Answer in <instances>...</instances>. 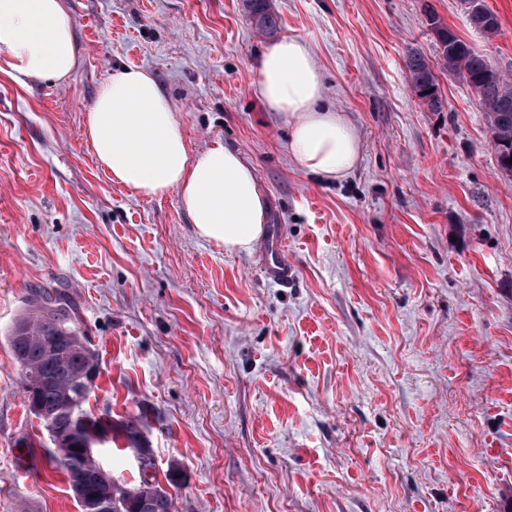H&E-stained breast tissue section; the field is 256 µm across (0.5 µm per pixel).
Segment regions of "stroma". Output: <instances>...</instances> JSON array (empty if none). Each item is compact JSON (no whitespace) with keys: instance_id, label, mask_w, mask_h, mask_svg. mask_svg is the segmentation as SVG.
Returning <instances> with one entry per match:
<instances>
[{"instance_id":"1","label":"stroma","mask_w":512,"mask_h":512,"mask_svg":"<svg viewBox=\"0 0 512 512\" xmlns=\"http://www.w3.org/2000/svg\"><path fill=\"white\" fill-rule=\"evenodd\" d=\"M67 0V80L14 78L0 54V512H78L47 461L6 342L31 288L79 306L102 372L89 398L142 418L174 512H512V179L471 89L439 73L428 111L404 59L435 57L433 9L512 75V0ZM298 37L360 160L303 171L253 90L264 45ZM148 70L190 151L220 140L253 165L269 212L251 252L196 236L177 191L113 184L85 137L112 73ZM293 282L264 277L272 239ZM102 468L134 481L124 438ZM248 7L257 29L268 33L277 27L278 18L270 12L266 0H249Z\"/></svg>"}]
</instances>
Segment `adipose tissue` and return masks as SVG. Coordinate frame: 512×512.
I'll return each mask as SVG.
<instances>
[{
  "label": "adipose tissue",
  "instance_id": "obj_1",
  "mask_svg": "<svg viewBox=\"0 0 512 512\" xmlns=\"http://www.w3.org/2000/svg\"><path fill=\"white\" fill-rule=\"evenodd\" d=\"M0 53L9 74L63 81L74 66L65 0H0ZM254 88L267 111L287 122L291 153L305 171L337 180L354 168L359 140L342 112L324 104L305 41L269 42ZM86 136L114 184L146 197L177 190L199 237L247 252L262 236L268 203L255 170L220 141L190 152L176 105L148 72L128 68L104 82Z\"/></svg>",
  "mask_w": 512,
  "mask_h": 512
}]
</instances>
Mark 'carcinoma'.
<instances>
[{
	"mask_svg": "<svg viewBox=\"0 0 512 512\" xmlns=\"http://www.w3.org/2000/svg\"><path fill=\"white\" fill-rule=\"evenodd\" d=\"M468 12L491 17L492 25L480 32L490 38L500 29L497 15L483 0H464ZM255 26L262 32L277 27L278 18L266 0H249ZM425 24L435 37L441 68L448 76L469 86L486 113L492 140L512 146V79L493 67L431 9L426 10ZM409 83L418 100L431 112L444 110V99L434 72L435 63L417 48H409L405 59ZM7 343L16 362L21 364L25 399L46 432H71L78 418L92 420L88 408L89 394L81 388L88 362L97 357L88 337L81 331V318L70 298L56 290L40 288L26 301L24 311L12 324ZM62 354L59 359L48 355V346ZM142 434L141 421L131 419L121 424L123 436L132 451L141 456L140 479L133 484L121 483L110 475L100 477L94 448L104 440L92 422L74 440L70 448L47 449L51 465L62 469L70 485L83 486V500L77 501L79 512H174L169 492L157 481L152 450L137 441Z\"/></svg>",
	"mask_w": 512,
	"mask_h": 512,
	"instance_id": "1",
	"label": "carcinoma"
}]
</instances>
